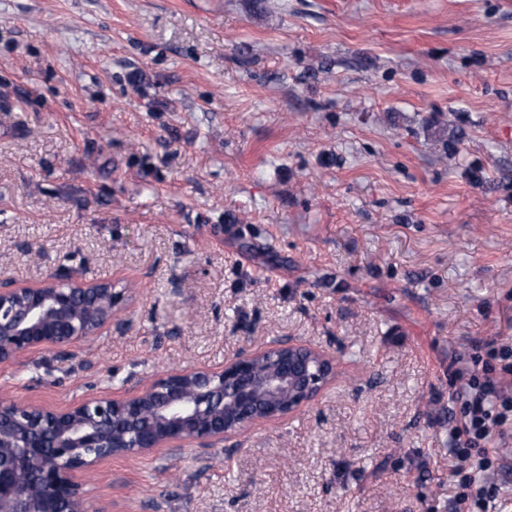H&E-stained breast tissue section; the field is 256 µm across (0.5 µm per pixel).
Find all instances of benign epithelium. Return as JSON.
<instances>
[{"mask_svg": "<svg viewBox=\"0 0 512 512\" xmlns=\"http://www.w3.org/2000/svg\"><path fill=\"white\" fill-rule=\"evenodd\" d=\"M135 289L54 274L0 279V362L65 349L112 326ZM336 358L308 344L235 354L224 369L172 372L121 399L63 409L0 397V512H88L75 473L156 448H214L246 427L292 416L335 380Z\"/></svg>", "mask_w": 512, "mask_h": 512, "instance_id": "7a95c632", "label": "benign epithelium"}]
</instances>
